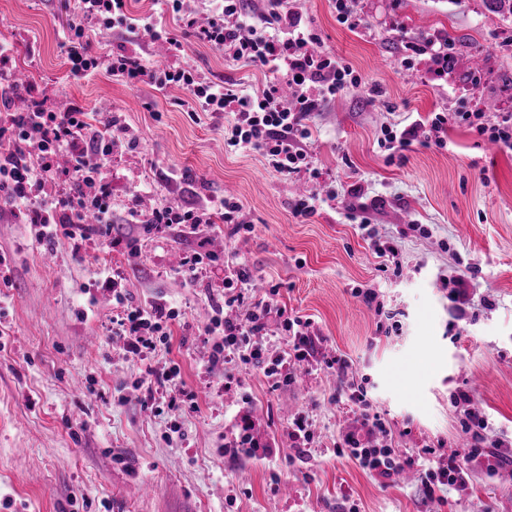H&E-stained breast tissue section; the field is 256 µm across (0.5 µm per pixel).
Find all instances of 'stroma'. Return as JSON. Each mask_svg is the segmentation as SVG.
Masks as SVG:
<instances>
[{"instance_id":"obj_1","label":"stroma","mask_w":512,"mask_h":512,"mask_svg":"<svg viewBox=\"0 0 512 512\" xmlns=\"http://www.w3.org/2000/svg\"><path fill=\"white\" fill-rule=\"evenodd\" d=\"M350 5L364 21L356 30L337 22L333 0L278 6L361 78L309 120L306 149L322 193L336 199L303 220L293 204L305 175L279 174L258 153L225 148L230 116L190 113L189 94L177 87L131 88L108 73L68 78L57 36L70 17L64 0H0V43L13 44L14 69L47 107L65 99L99 125L120 117L130 133L112 144L117 247L93 239L76 252L62 234L41 243L24 213L0 210V256L14 275L12 287L0 286V512H512V480L483 466L430 496L420 480H383L335 453L360 417L346 400L356 387L398 448L443 456L454 449L450 397L463 387L496 432L512 435V149L455 124L443 149L416 143L391 160L378 145L382 126L434 112H469L488 101L487 121L512 113V46L502 41L512 16L485 0ZM438 36L458 49L454 68L441 75L430 54L417 51ZM93 49L188 65L251 93L278 78L193 39L173 57L142 32L118 29ZM477 52L484 75L475 83L469 57ZM225 196L240 202L252 232L219 222L183 237L136 221L161 206L195 208ZM363 215L397 243L400 275L385 269L359 230ZM422 226L428 235L419 234ZM216 240L223 256L247 261L256 295L279 286V303L313 319L315 360L346 359L344 373L303 369L278 386L262 371L212 363L204 327L224 268H208L195 287L182 269L185 257L211 251ZM466 265L467 298L455 303L442 281ZM106 266L132 303L164 299L181 308L168 347L144 359L125 354L112 334L113 290L97 285ZM358 288L376 289L393 321L356 297ZM173 362L189 395L174 405L147 391L149 370ZM299 412L317 437L303 458L286 434ZM245 415L266 458L235 450ZM284 485L291 496L281 494Z\"/></svg>"}]
</instances>
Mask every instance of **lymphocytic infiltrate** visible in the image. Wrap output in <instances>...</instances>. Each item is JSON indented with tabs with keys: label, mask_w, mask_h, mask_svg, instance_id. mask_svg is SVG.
<instances>
[{
	"label": "lymphocytic infiltrate",
	"mask_w": 512,
	"mask_h": 512,
	"mask_svg": "<svg viewBox=\"0 0 512 512\" xmlns=\"http://www.w3.org/2000/svg\"><path fill=\"white\" fill-rule=\"evenodd\" d=\"M244 0H210L206 21L185 14L178 29L171 30L152 18L131 19L125 0H78V21L58 30L60 44L70 63V73L86 77L104 71L123 77L130 86L145 83L157 90L179 87L186 90L194 111L215 115L230 113L233 120L224 134L228 147L262 154L281 174L309 171L304 144L311 136V114L327 97L358 84L353 69L331 53L314 51L318 36L290 16L279 18L276 27L255 23L244 13ZM102 20L106 28L140 30L151 41L167 44L171 55H180L187 39L195 38L222 49L236 60L274 66L279 81L262 91L248 94L234 85H223L198 78L192 67L149 68L144 60L123 53L99 56L92 48L87 25ZM28 112L0 113V141L17 146L16 152H0V208L25 212L28 223L38 225V237L50 240L67 234L83 242L89 234L110 236L112 230V183L102 172L111 162L112 135L125 133L118 119H111L108 130L93 127L80 105L56 112L44 99L33 98ZM463 123L485 135L488 142L512 148V113H500L496 123L484 121L482 110L438 112L434 117L416 119L404 126L383 129V147L402 154L417 139L443 148L449 125ZM250 231L241 204L224 197L217 202L188 210L157 209L147 217L148 228L175 229L182 236L200 233L214 217ZM252 273L246 263H236L224 279V299L216 304L211 318L214 343L212 363L238 361L263 371L280 384L293 383L294 366L310 361L318 334L311 318L288 310L274 298L260 301L251 297ZM120 310L113 335L124 341L127 353L142 357L168 345L170 326L180 312L163 299L134 305L124 294H116ZM289 333V352L270 354L267 347L269 324ZM452 404L459 415L458 433L465 445L449 454L446 462L433 463L430 449L409 448L399 452L384 443H373L374 432L383 430L379 415L364 413L360 431L347 433L339 448L368 472L389 479L407 469H416L426 491L435 486L464 483L474 464L482 457V447L490 430L489 417L468 389L454 394Z\"/></svg>",
	"instance_id": "lymphocytic-infiltrate-1"
}]
</instances>
